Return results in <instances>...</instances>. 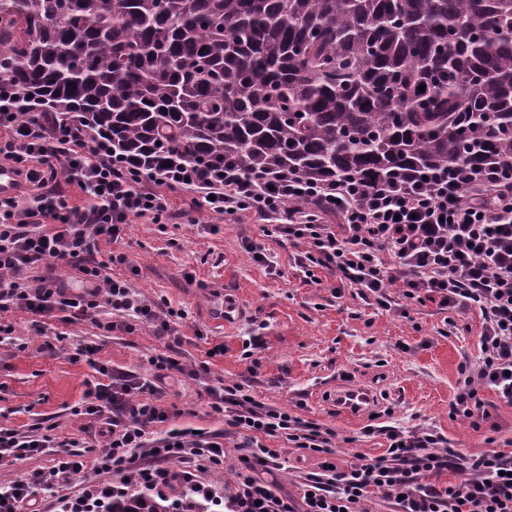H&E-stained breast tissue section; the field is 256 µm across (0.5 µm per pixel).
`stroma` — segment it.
Here are the masks:
<instances>
[{"label":"stroma","instance_id":"stroma-1","mask_svg":"<svg viewBox=\"0 0 512 512\" xmlns=\"http://www.w3.org/2000/svg\"><path fill=\"white\" fill-rule=\"evenodd\" d=\"M167 196L171 219L155 224L131 218L123 240L99 241L98 257L125 253L128 262L115 267L114 275L140 295L185 312L176 322L183 338L179 358L201 373L193 380L169 372L161 404L177 413L178 423L223 432L224 464L207 473L210 483L232 486L247 442L208 406V388L225 384L242 385L269 408L333 429L344 465L385 448L383 438L361 434L375 412L394 426L434 427L466 454L489 451L487 439L493 435L512 440V404L493 390L483 392L493 410L480 428L448 414L459 366L476 354L478 312L444 310L431 302L410 305L397 288L389 291L390 309H379L327 270L306 279L298 265L299 247L266 236L254 215L226 219L191 204L179 190H168ZM252 243L262 247L264 259L249 251ZM220 304L233 309L223 323L213 315ZM0 323L13 328L0 339V426L27 434L46 427L59 442L86 440V421L74 409L95 371L75 358L76 347L95 343L97 361L145 378L154 373L149 357L166 351L165 338L143 326L109 333L90 320L36 323L15 309L1 313ZM256 334L260 344L249 346ZM47 336L59 338L57 351L40 350ZM217 343L224 346L223 357L208 358ZM361 388L374 390L372 409L354 414L337 404L336 391ZM89 443L99 445L95 439ZM281 454L283 469L267 479L281 492L299 496L302 477L315 461L298 448Z\"/></svg>","mask_w":512,"mask_h":512}]
</instances>
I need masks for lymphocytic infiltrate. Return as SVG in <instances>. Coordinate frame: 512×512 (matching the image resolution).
<instances>
[{
	"instance_id": "obj_1",
	"label": "lymphocytic infiltrate",
	"mask_w": 512,
	"mask_h": 512,
	"mask_svg": "<svg viewBox=\"0 0 512 512\" xmlns=\"http://www.w3.org/2000/svg\"><path fill=\"white\" fill-rule=\"evenodd\" d=\"M0 159L29 191L23 199H0V310L12 307L36 317L58 313L66 323L100 320L105 313L109 319L101 327L109 332L146 325L156 335H174L181 311L106 274L107 265L126 264V255L105 262L96 257L99 240H122L129 217L168 215L161 188L169 185L214 214L255 215L303 245L299 265L305 271L336 272L341 282L374 297L379 308H388L387 291L398 287L410 301L477 309L478 354L460 367L449 415L480 427L491 417L482 396L486 389L512 404V181L501 182L494 172L472 174L466 199L461 173L444 168L400 171L379 187L354 176L311 183L283 171L246 175L229 159L210 171L189 166L176 175L166 168L144 172L91 146L80 129L20 121L11 112H0ZM62 175L76 182L84 203H70L57 190ZM330 215L336 223H327ZM58 261L81 273V289L22 276L35 265ZM149 362L156 370L151 382L96 363L102 379L88 383L76 409L105 439L93 461L80 451H55L51 435L0 427L1 460L56 454L47 470L0 483V512H24L88 465L100 473L130 474L136 484L160 491L178 481L211 498L213 488L199 474L223 464L224 435L169 424L158 382L179 362L165 355ZM208 395L212 412L250 438L224 503L228 512H358L374 494L392 502L395 512H512V453L468 456L434 429L371 423L364 433L384 436V453L343 467L332 430L321 424L266 408L238 384L209 388ZM269 438L318 458L317 469L304 478L301 499L277 493L267 481V473L284 467L280 449L266 446ZM175 462L180 470H172ZM447 473L457 483L440 484Z\"/></svg>"
}]
</instances>
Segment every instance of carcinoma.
Segmentation results:
<instances>
[{
    "mask_svg": "<svg viewBox=\"0 0 512 512\" xmlns=\"http://www.w3.org/2000/svg\"><path fill=\"white\" fill-rule=\"evenodd\" d=\"M0 111L81 126L145 171L507 179L512 0H0ZM177 497L104 512H202Z\"/></svg>",
    "mask_w": 512,
    "mask_h": 512,
    "instance_id": "1",
    "label": "carcinoma"
}]
</instances>
